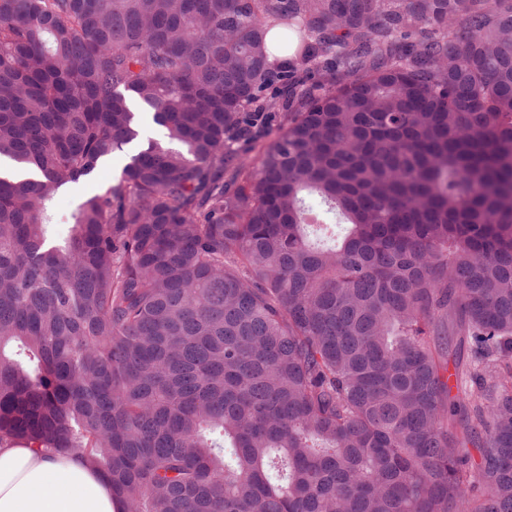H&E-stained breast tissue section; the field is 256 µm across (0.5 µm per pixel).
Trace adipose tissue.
Listing matches in <instances>:
<instances>
[{"instance_id":"adipose-tissue-1","label":"adipose tissue","mask_w":512,"mask_h":512,"mask_svg":"<svg viewBox=\"0 0 512 512\" xmlns=\"http://www.w3.org/2000/svg\"><path fill=\"white\" fill-rule=\"evenodd\" d=\"M0 512H126L99 470L72 453L0 446Z\"/></svg>"}]
</instances>
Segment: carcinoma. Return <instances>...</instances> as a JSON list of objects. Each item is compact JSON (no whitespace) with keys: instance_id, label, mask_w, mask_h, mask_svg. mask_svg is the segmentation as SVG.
I'll list each match as a JSON object with an SVG mask.
<instances>
[{"instance_id":"carcinoma-1","label":"carcinoma","mask_w":512,"mask_h":512,"mask_svg":"<svg viewBox=\"0 0 512 512\" xmlns=\"http://www.w3.org/2000/svg\"><path fill=\"white\" fill-rule=\"evenodd\" d=\"M1 158L0 445L137 512H512V0H0Z\"/></svg>"}]
</instances>
